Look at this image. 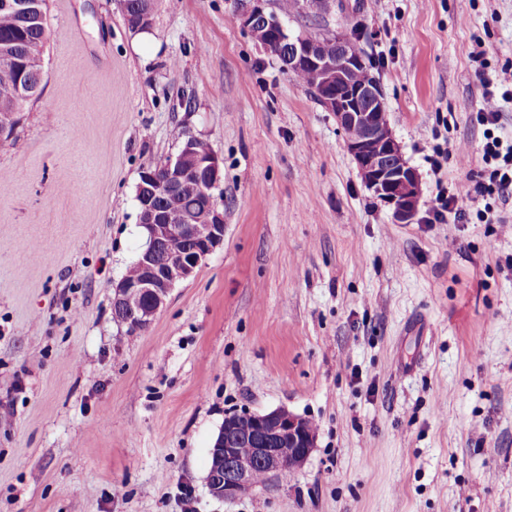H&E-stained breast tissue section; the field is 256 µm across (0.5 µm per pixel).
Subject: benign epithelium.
I'll return each instance as SVG.
<instances>
[{"instance_id": "7a95c632", "label": "benign epithelium", "mask_w": 512, "mask_h": 512, "mask_svg": "<svg viewBox=\"0 0 512 512\" xmlns=\"http://www.w3.org/2000/svg\"><path fill=\"white\" fill-rule=\"evenodd\" d=\"M0 10L28 16L33 4L30 0H0ZM238 20L252 34L260 25L269 30L274 43L287 47L293 71L314 73L316 80L312 91L343 130L347 149L363 182L376 199L390 208L396 222H411L422 193L421 182L416 170L404 159L390 124L381 119L379 109L386 103L379 85L372 82L353 86L350 83L349 74L360 62L354 55L356 49L336 36L313 39L291 35L278 15L265 10L262 0H249V6L239 14ZM3 62L41 76V59L33 52L23 59L6 56ZM19 120L17 112L0 115L1 142L12 138ZM163 168L164 179L146 170L138 184L139 224L145 229L147 240L138 259L139 275L122 278L112 292L113 311L127 315L128 323L137 330L152 322L174 285L190 278L224 241V216L212 195L221 180L218 155L213 151L198 153L196 137L189 135L179 153L164 161ZM187 182H195L203 189L208 212L203 224H194L181 213L156 206V200ZM172 238L185 241L187 252L160 265L156 255ZM142 295L147 297L145 305L133 303L134 298ZM241 419L250 422L256 437L257 447L248 454L239 452L236 445ZM315 440L313 425L286 409L229 413L224 417V438L217 439L214 445L216 464L224 467V474L211 471L205 476L208 492L220 500H231L256 488L254 478L259 471L265 480H275L285 467L302 465L315 447ZM287 446L294 449L288 463L281 453Z\"/></svg>"}]
</instances>
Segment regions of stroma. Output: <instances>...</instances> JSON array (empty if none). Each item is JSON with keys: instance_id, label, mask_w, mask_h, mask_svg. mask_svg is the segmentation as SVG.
Returning a JSON list of instances; mask_svg holds the SVG:
<instances>
[{"instance_id": "stroma-1", "label": "stroma", "mask_w": 512, "mask_h": 512, "mask_svg": "<svg viewBox=\"0 0 512 512\" xmlns=\"http://www.w3.org/2000/svg\"><path fill=\"white\" fill-rule=\"evenodd\" d=\"M247 0H46L40 95L0 144V512H512V195L487 183L484 80L512 83V0H326L422 180L395 223L343 131L240 26ZM359 6L352 14L351 6ZM222 159L224 242L127 335L112 289L143 242L141 173ZM464 144L465 155L455 147ZM287 409L308 460L237 500L204 483L233 411ZM470 188L461 186L457 188L455 193L448 194L445 191H440L435 199V204L431 208L433 219L442 222L446 218V214L450 212L456 204L457 199L461 195H469Z\"/></svg>"}]
</instances>
